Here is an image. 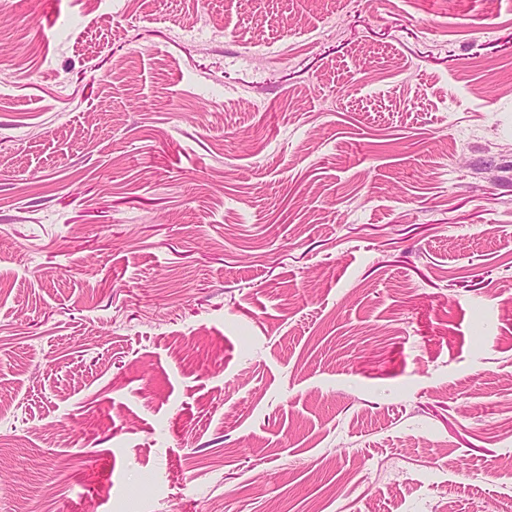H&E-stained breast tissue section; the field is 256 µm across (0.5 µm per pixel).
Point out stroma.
<instances>
[{
  "label": "stroma",
  "mask_w": 512,
  "mask_h": 512,
  "mask_svg": "<svg viewBox=\"0 0 512 512\" xmlns=\"http://www.w3.org/2000/svg\"><path fill=\"white\" fill-rule=\"evenodd\" d=\"M0 512H512V0H0Z\"/></svg>",
  "instance_id": "stroma-1"
}]
</instances>
